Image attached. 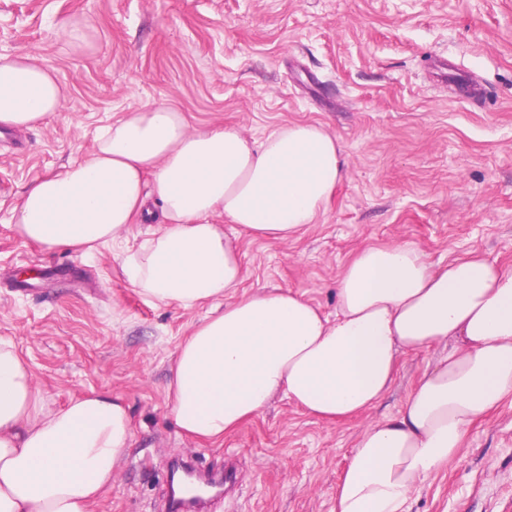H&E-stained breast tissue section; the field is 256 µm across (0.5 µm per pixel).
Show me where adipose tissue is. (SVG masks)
<instances>
[{"label":"adipose tissue","mask_w":512,"mask_h":512,"mask_svg":"<svg viewBox=\"0 0 512 512\" xmlns=\"http://www.w3.org/2000/svg\"><path fill=\"white\" fill-rule=\"evenodd\" d=\"M67 90L28 54L0 55V126L33 127ZM345 177L323 126L256 139L236 126L191 130L154 102L104 127L88 157L37 179L12 210L41 248L90 250L161 204V227L121 257L147 302L224 306L179 345L166 392L175 425L217 442L281 394L331 423L373 408L399 359L441 343L399 414L359 434L336 512H407L411 494L453 459L474 422L512 396V270L470 253L434 267L411 244L367 245L336 282V314L284 289L234 296L242 257L216 217L285 241L313 224ZM133 437L120 396L46 405L15 343L0 338V512H90Z\"/></svg>","instance_id":"1"}]
</instances>
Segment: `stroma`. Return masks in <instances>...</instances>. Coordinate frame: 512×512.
<instances>
[{"label":"stroma","mask_w":512,"mask_h":512,"mask_svg":"<svg viewBox=\"0 0 512 512\" xmlns=\"http://www.w3.org/2000/svg\"><path fill=\"white\" fill-rule=\"evenodd\" d=\"M75 20L95 30L88 52L65 44ZM24 53L68 96L19 130L21 148L0 133V337L49 407L93 391L127 405L133 439L91 512H157L182 456L233 466L223 512H333L359 432L398 414L442 347L403 355L391 390L353 419L324 422L279 396L202 443L175 426L166 383L211 306H153L118 261L158 222L80 255L21 238L11 211L34 180L84 160L100 127L166 101L194 129L314 123L343 146L347 175L315 224L285 242L237 231L243 291L290 289L335 315L336 281L365 245L412 243L436 265L476 250L512 270V0H0V55ZM407 507L512 512V397Z\"/></svg>","instance_id":"35a3bbf8"}]
</instances>
